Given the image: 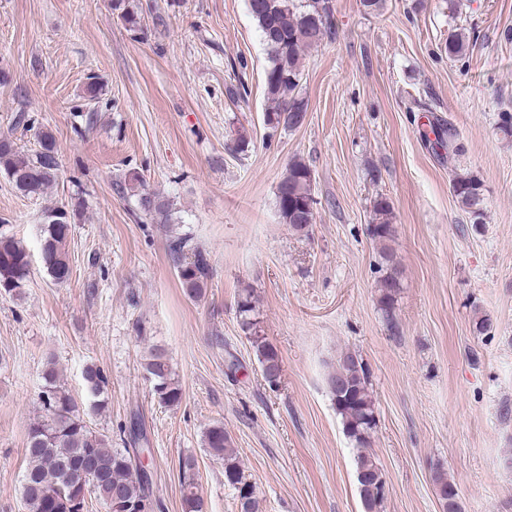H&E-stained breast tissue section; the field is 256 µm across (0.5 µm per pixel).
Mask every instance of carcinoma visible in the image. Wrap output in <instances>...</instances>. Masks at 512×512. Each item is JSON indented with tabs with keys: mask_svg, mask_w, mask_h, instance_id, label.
<instances>
[{
	"mask_svg": "<svg viewBox=\"0 0 512 512\" xmlns=\"http://www.w3.org/2000/svg\"><path fill=\"white\" fill-rule=\"evenodd\" d=\"M249 9L268 49L269 65L265 72V96L268 106L264 123L271 129L294 128L297 113L307 112V103L300 94L302 60L308 50L320 46L330 37L333 28L331 0H248ZM112 10L128 30L140 28L141 18L131 0H111ZM469 41L461 28L448 33V57L462 59L467 55ZM39 149L32 153L21 150L9 138L0 139V174L13 187L27 196L43 194L57 180L59 162L53 134L40 130L36 134ZM315 175L304 162L295 159L277 186L276 204L283 223L296 233H306L315 221ZM457 202L481 223L483 185L470 175H455L451 184ZM139 203L151 221L166 224L171 219L169 201L159 193L141 194ZM80 200L68 209H49L44 214L40 261L44 272L56 283L68 281L71 268L68 237L71 225L83 216ZM375 223L370 235L381 244L392 240L395 228L392 209L382 195L373 201ZM170 252L184 294L198 298L213 275L209 255L192 243L189 237L170 241ZM32 274L29 252L8 237H0V296L17 297L23 293ZM399 283L390 271L382 279L379 304L386 318L393 319L396 288ZM237 314L242 331L248 335L260 366L261 376L273 388L281 379V357L266 337L260 334L258 310L252 292L242 290L237 300ZM153 391L167 407L180 405L182 386L175 378L170 360L162 348L152 349L144 363ZM43 385L38 395L43 411L29 426L26 440L28 465L20 496L26 512H85L87 496L94 494L105 508H113L115 500L139 512H152V473H138L130 449L115 448L112 438L96 431L85 419V412L60 381L54 364L45 366ZM91 409L106 408L107 377L95 365L83 371ZM328 389L340 416L346 436L359 448L366 447L377 426L374 401L369 389L367 369L357 355L343 354L328 376ZM204 445L216 455L224 456V480L238 493L240 512H256V495L245 479L236 449L224 427L212 426L205 432ZM93 464L102 468V477L89 489L75 487L73 473ZM356 474L359 495L366 512H380L386 482L375 458L361 453L357 456ZM180 484L184 512H205L203 498L197 491V468L193 458L179 461ZM432 480L444 502L446 512H455L457 487L439 467L433 469Z\"/></svg>",
	"mask_w": 512,
	"mask_h": 512,
	"instance_id": "carcinoma-1",
	"label": "carcinoma"
}]
</instances>
